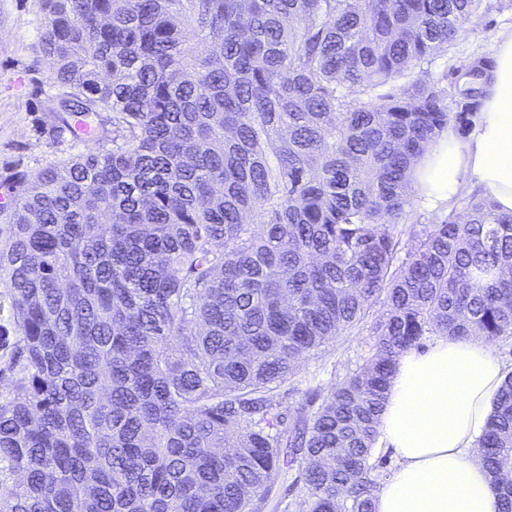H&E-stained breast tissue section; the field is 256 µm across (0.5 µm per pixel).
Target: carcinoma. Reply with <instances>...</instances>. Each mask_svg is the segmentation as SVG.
Segmentation results:
<instances>
[{"instance_id":"carcinoma-1","label":"carcinoma","mask_w":512,"mask_h":512,"mask_svg":"<svg viewBox=\"0 0 512 512\" xmlns=\"http://www.w3.org/2000/svg\"><path fill=\"white\" fill-rule=\"evenodd\" d=\"M481 0H45L57 119L112 149L0 182V512H373L400 353L512 336V215L410 221L493 58L422 77ZM379 303L364 369L283 405ZM476 448L512 512V372Z\"/></svg>"}]
</instances>
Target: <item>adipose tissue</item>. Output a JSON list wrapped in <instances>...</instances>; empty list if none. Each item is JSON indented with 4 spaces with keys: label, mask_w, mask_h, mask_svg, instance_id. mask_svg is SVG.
Returning <instances> with one entry per match:
<instances>
[{
    "label": "adipose tissue",
    "mask_w": 512,
    "mask_h": 512,
    "mask_svg": "<svg viewBox=\"0 0 512 512\" xmlns=\"http://www.w3.org/2000/svg\"><path fill=\"white\" fill-rule=\"evenodd\" d=\"M491 88L466 136L445 133L411 176L427 206L443 207L464 183L512 214V33L501 35ZM505 377L477 336L443 337L397 361L380 416L378 446L396 468L374 512H500L475 443Z\"/></svg>",
    "instance_id": "adipose-tissue-1"
}]
</instances>
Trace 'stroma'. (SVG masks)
I'll list each match as a JSON object with an SVG mask.
<instances>
[{
  "label": "stroma",
  "mask_w": 512,
  "mask_h": 512,
  "mask_svg": "<svg viewBox=\"0 0 512 512\" xmlns=\"http://www.w3.org/2000/svg\"><path fill=\"white\" fill-rule=\"evenodd\" d=\"M44 0H0V179L33 174L80 152L52 112L51 67L38 32ZM512 31V0H482L465 33L438 50L432 76L460 66L473 55L494 56L496 42ZM375 338L369 323L339 333L324 348L300 362L293 377L280 388L289 403L306 390L329 392L359 372L371 356Z\"/></svg>",
  "instance_id": "35a3bbf8"
}]
</instances>
